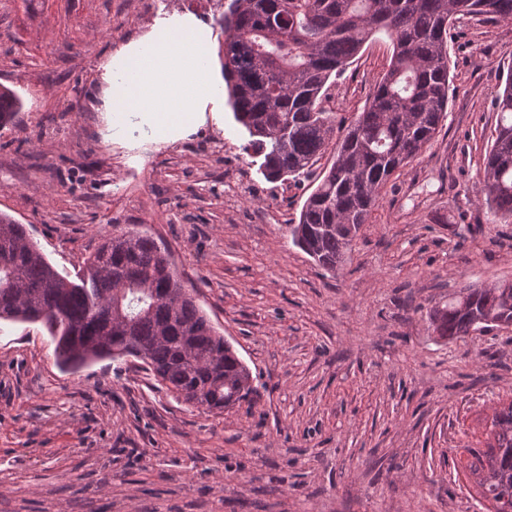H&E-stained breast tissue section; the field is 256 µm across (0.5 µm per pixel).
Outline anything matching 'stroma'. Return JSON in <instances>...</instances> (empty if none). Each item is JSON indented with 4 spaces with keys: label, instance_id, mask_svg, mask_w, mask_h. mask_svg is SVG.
I'll list each match as a JSON object with an SVG mask.
<instances>
[{
    "label": "stroma",
    "instance_id": "stroma-1",
    "mask_svg": "<svg viewBox=\"0 0 512 512\" xmlns=\"http://www.w3.org/2000/svg\"><path fill=\"white\" fill-rule=\"evenodd\" d=\"M227 0H0V212L76 275L113 232L163 242L185 288L252 374L253 402L215 414L161 389L133 358L73 372L37 324L0 322V512H487L468 469L512 399V327L443 341L427 311L512 279V224L476 203L512 22L461 21L436 137L383 188L336 271L293 246L312 176L268 182L231 110L173 140L100 112L98 65L157 14L211 29ZM125 18L120 31L112 22ZM386 34L328 88L362 111ZM476 233H468V226ZM23 104L17 94L8 87L0 88V127L3 128L14 121L17 112H21Z\"/></svg>",
    "mask_w": 512,
    "mask_h": 512
}]
</instances>
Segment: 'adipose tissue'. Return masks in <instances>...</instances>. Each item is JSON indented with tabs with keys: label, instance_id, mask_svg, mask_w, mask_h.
<instances>
[{
	"label": "adipose tissue",
	"instance_id": "1",
	"mask_svg": "<svg viewBox=\"0 0 512 512\" xmlns=\"http://www.w3.org/2000/svg\"><path fill=\"white\" fill-rule=\"evenodd\" d=\"M208 25L192 13L160 15L147 31L99 65L101 108L111 125L140 115L151 132L168 140L218 106L224 80L209 54Z\"/></svg>",
	"mask_w": 512,
	"mask_h": 512
}]
</instances>
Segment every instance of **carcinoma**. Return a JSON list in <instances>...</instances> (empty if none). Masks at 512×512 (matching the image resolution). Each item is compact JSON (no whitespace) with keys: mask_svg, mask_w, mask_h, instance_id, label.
I'll return each mask as SVG.
<instances>
[{"mask_svg":"<svg viewBox=\"0 0 512 512\" xmlns=\"http://www.w3.org/2000/svg\"><path fill=\"white\" fill-rule=\"evenodd\" d=\"M462 17L512 21V0H230L222 17L224 84L234 120L271 181L298 179L332 143L336 113L327 83L378 32L392 42L388 69L362 112L334 144V160L289 225L293 243L320 267L342 264L381 189L434 139L448 117V33ZM495 137L482 161L476 201L512 223V74L495 98ZM23 104L0 88V127ZM168 249L146 232L112 234L84 261L78 281L59 272L26 225L0 213V321L39 324L58 365L134 357L167 393L191 407L224 411L254 389L233 346L184 287ZM442 339L512 326L503 292L472 286L432 307ZM495 446L469 448L483 498L512 512V404L496 413Z\"/></svg>","mask_w":512,"mask_h":512,"instance_id":"1","label":"carcinoma"}]
</instances>
